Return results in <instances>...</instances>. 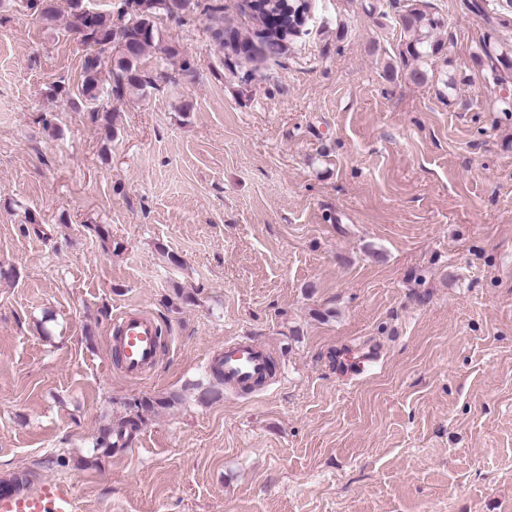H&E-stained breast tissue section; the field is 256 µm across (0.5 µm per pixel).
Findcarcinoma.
Returning a JSON list of instances; mask_svg holds the SVG:
<instances>
[{
	"instance_id": "cac0c4a2",
	"label": "carcinoma",
	"mask_w": 512,
	"mask_h": 512,
	"mask_svg": "<svg viewBox=\"0 0 512 512\" xmlns=\"http://www.w3.org/2000/svg\"><path fill=\"white\" fill-rule=\"evenodd\" d=\"M82 2L68 0V29L80 35L82 44L89 48L84 58L82 82L77 88V97L84 102L96 101L104 93L120 98L131 88L144 89L148 80L141 74L139 63L149 49H159L170 58L178 55L177 48L162 45L161 33L156 25L160 14L184 23L194 13L203 12L212 22L209 27L212 40L219 50H224V5L220 0H122L123 6L115 15L110 11L87 10ZM244 8L258 27L265 30L259 51L266 56L282 54L289 40L300 33L301 0H245ZM400 24L408 35L400 58L407 75L417 83H424L428 78V63L446 50L445 43L437 37L445 22L442 17L414 4L400 16ZM115 44L119 47L116 56L112 55ZM476 59L486 61L492 78L496 80L500 70L512 69V48L486 38L480 43ZM106 70L113 77V83L107 87L103 86L101 80V74ZM211 377L209 386L197 387V399L202 403L223 396L224 374L221 365L211 367ZM179 401L177 394L155 400H140L135 403L137 411L125 417L117 434H112L110 425L102 429L101 436L96 440V449L111 451L116 447L112 437H132L143 422V413L157 407H173Z\"/></svg>"
}]
</instances>
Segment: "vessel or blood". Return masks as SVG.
Wrapping results in <instances>:
<instances>
[{
  "mask_svg": "<svg viewBox=\"0 0 512 512\" xmlns=\"http://www.w3.org/2000/svg\"><path fill=\"white\" fill-rule=\"evenodd\" d=\"M157 344L156 324L144 313H128L116 328L114 347L120 352L123 369L130 378H140L153 366ZM222 367L227 379L244 386L264 374L266 362L256 345L239 341L225 348ZM0 512H78V506L70 485L49 482L26 495L0 490Z\"/></svg>",
  "mask_w": 512,
  "mask_h": 512,
  "instance_id": "vessel-or-blood-1",
  "label": "vessel or blood"
}]
</instances>
